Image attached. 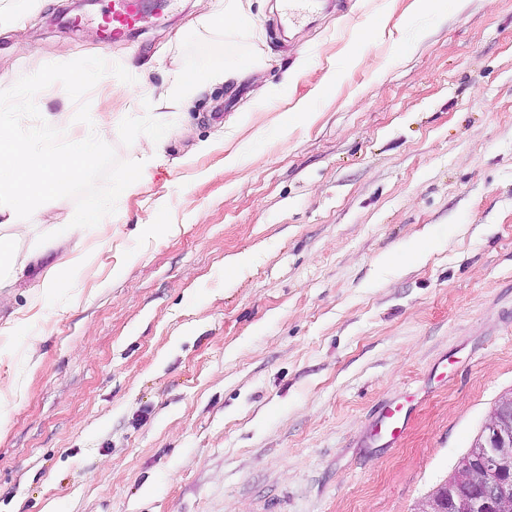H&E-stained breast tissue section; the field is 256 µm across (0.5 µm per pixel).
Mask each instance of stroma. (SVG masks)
Instances as JSON below:
<instances>
[{
  "mask_svg": "<svg viewBox=\"0 0 512 512\" xmlns=\"http://www.w3.org/2000/svg\"><path fill=\"white\" fill-rule=\"evenodd\" d=\"M242 3L111 40L112 0H0V89L121 64L92 130L144 164L81 239L70 198L12 239L38 259L0 288V512H414L512 392V0ZM209 67L237 75L154 108ZM37 107L92 131L61 84ZM384 402L413 407L395 448Z\"/></svg>",
  "mask_w": 512,
  "mask_h": 512,
  "instance_id": "1",
  "label": "stroma"
}]
</instances>
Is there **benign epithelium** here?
I'll return each instance as SVG.
<instances>
[{
	"label": "benign epithelium",
	"mask_w": 512,
	"mask_h": 512,
	"mask_svg": "<svg viewBox=\"0 0 512 512\" xmlns=\"http://www.w3.org/2000/svg\"><path fill=\"white\" fill-rule=\"evenodd\" d=\"M482 431L480 458L461 469L448 485V508L474 512H512V469H504L512 451V394L502 397Z\"/></svg>",
	"instance_id": "1"
}]
</instances>
